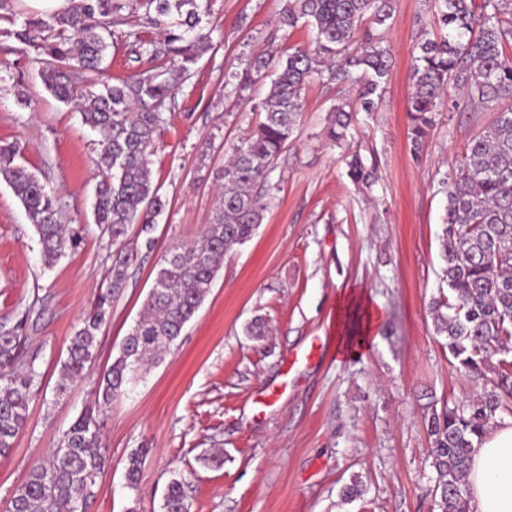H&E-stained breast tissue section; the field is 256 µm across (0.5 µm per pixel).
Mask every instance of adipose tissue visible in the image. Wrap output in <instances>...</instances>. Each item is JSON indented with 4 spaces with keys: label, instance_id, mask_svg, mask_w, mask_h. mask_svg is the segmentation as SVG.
Wrapping results in <instances>:
<instances>
[{
    "label": "adipose tissue",
    "instance_id": "1",
    "mask_svg": "<svg viewBox=\"0 0 512 512\" xmlns=\"http://www.w3.org/2000/svg\"><path fill=\"white\" fill-rule=\"evenodd\" d=\"M467 492L475 512H512V423L491 428L474 448Z\"/></svg>",
    "mask_w": 512,
    "mask_h": 512
}]
</instances>
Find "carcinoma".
I'll use <instances>...</instances> for the list:
<instances>
[{"label":"carcinoma","mask_w":512,"mask_h":512,"mask_svg":"<svg viewBox=\"0 0 512 512\" xmlns=\"http://www.w3.org/2000/svg\"><path fill=\"white\" fill-rule=\"evenodd\" d=\"M393 0H285L280 26L304 22L316 32L312 47L288 54L261 52L233 74L235 90L250 92L274 73L255 105L262 121L233 148L224 165V192L214 222L203 235L172 246L163 256L144 313L125 336L119 356L94 381L95 405L70 424L49 459L29 467L12 489L8 512H76L95 497L104 464V412L126 391L134 375L160 359L210 294L224 254L249 241L262 224L270 190L265 180L288 146L302 116V93L314 78L356 87L330 110L329 141L352 137V113L378 111L390 77L381 26ZM435 22L444 34L417 44L407 101L411 150L418 153L443 108L475 106L495 111L492 122L469 140L457 165L443 178L447 207L442 229V279L448 296L430 306L434 332L459 373L477 383L470 399L428 420L431 467L438 512H469L466 478L473 448L497 413L512 411V362L491 357L512 344V0H437ZM145 23L163 30L161 42L134 35L148 67L95 91L77 85L82 73L103 69L112 27L121 23L119 0H69L61 12L30 17L10 32L18 42L42 50L35 68L43 87L59 102L79 101L85 124L98 131L99 180L94 187V223L112 247V279L98 289L82 325L69 338L56 394L88 375L97 336L112 315V302L126 284V270L142 252L155 249L153 236L167 201L154 185L149 158L176 84L167 63L188 77L210 44L200 26L198 0H145ZM17 144H0V176L14 189L35 227L44 264L53 266L83 241L84 228L61 223L55 197L19 163ZM349 177L371 186L375 165L355 156ZM36 355L24 356L16 329L0 331V456L9 455L28 421L29 404L42 381ZM144 453L131 454L127 487L137 489ZM162 512H189L185 481L167 484Z\"/></svg>","instance_id":"obj_1"}]
</instances>
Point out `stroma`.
Here are the masks:
<instances>
[{
  "label": "stroma",
  "instance_id": "obj_1",
  "mask_svg": "<svg viewBox=\"0 0 512 512\" xmlns=\"http://www.w3.org/2000/svg\"><path fill=\"white\" fill-rule=\"evenodd\" d=\"M100 75L107 82L146 67L134 38L160 40L143 23V0H122ZM212 47L179 81L151 157L167 200L157 246L129 268L126 286L98 335L91 373L117 357L138 319L164 252L196 239L215 217L220 174L233 145L261 121L233 88L252 54L313 42L310 27L281 30L282 0H200ZM434 0H396L385 25L391 80L375 116L358 113L351 143L325 137L339 90L315 80L302 94V119L271 170L269 207L256 234L228 252L214 286L176 347L149 365L104 416L107 463L88 512H161L168 481L185 478L190 512H436L427 419L468 399L476 385L457 372L433 329L429 305L447 294L441 230L447 198L439 182L493 111L440 113L421 157L410 153L406 112L420 21ZM36 13L15 0L0 20V143H18L21 162L58 200L63 223L85 229L81 245L45 267L34 227L0 179V326L26 320L25 349L36 353L42 389L13 451L0 457V512L34 462L95 398L89 380L56 396L68 339L112 275L111 248L91 214L98 135L72 107L40 91L17 102V78L33 81L35 48L10 30ZM375 164L377 182L353 184L352 153ZM351 296L379 315L369 335L338 339L336 315ZM260 321L266 334L247 336ZM145 451L137 490L124 478L128 456ZM220 452L221 466L201 458ZM366 492L342 503L352 477Z\"/></svg>",
  "mask_w": 512,
  "mask_h": 512
}]
</instances>
